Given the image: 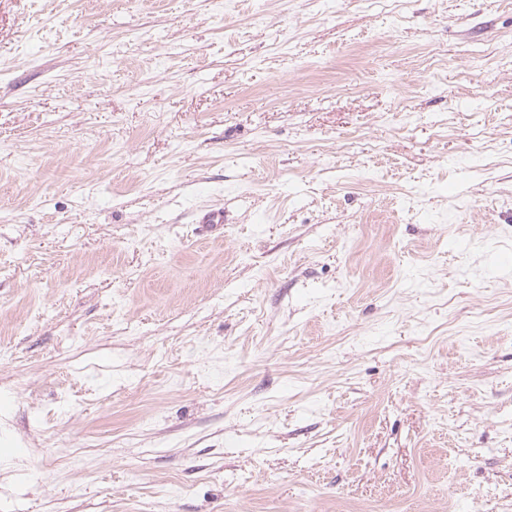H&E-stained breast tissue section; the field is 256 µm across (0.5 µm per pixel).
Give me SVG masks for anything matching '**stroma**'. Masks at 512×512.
Instances as JSON below:
<instances>
[{
	"label": "stroma",
	"instance_id": "35a3bbf8",
	"mask_svg": "<svg viewBox=\"0 0 512 512\" xmlns=\"http://www.w3.org/2000/svg\"><path fill=\"white\" fill-rule=\"evenodd\" d=\"M0 512H512V0H0Z\"/></svg>",
	"mask_w": 512,
	"mask_h": 512
}]
</instances>
